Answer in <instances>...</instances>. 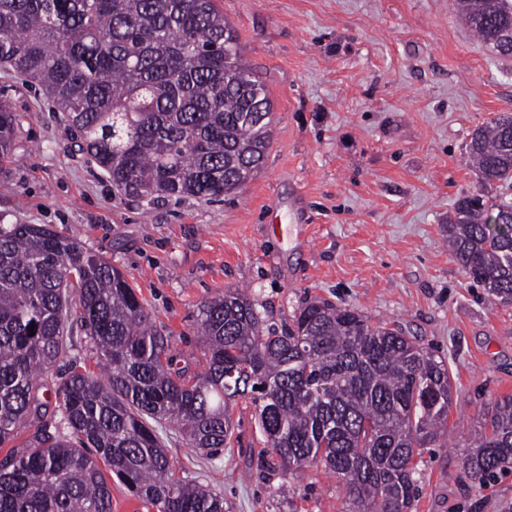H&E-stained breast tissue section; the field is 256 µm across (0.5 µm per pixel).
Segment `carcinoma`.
Masks as SVG:
<instances>
[{
    "label": "carcinoma",
    "mask_w": 512,
    "mask_h": 512,
    "mask_svg": "<svg viewBox=\"0 0 512 512\" xmlns=\"http://www.w3.org/2000/svg\"><path fill=\"white\" fill-rule=\"evenodd\" d=\"M492 51L512 57V0H452ZM0 63L65 114L121 193L216 200L263 165L272 104L215 0H0ZM16 115L0 104V157ZM482 190L457 202L448 249L494 301L512 303V116L472 133ZM86 330L104 376L72 360L59 420L41 414L46 370ZM206 368H174L168 338L126 277L39 224L0 226V512H112L101 466L158 512H224V498L175 476L156 426L178 425L210 453L235 433L229 404L249 399L283 475L322 466L349 512H410L415 458L447 432L448 365L398 327L321 300L279 327L237 290L201 303ZM35 335H30V332ZM465 469L486 486L512 469V394L482 414Z\"/></svg>",
    "instance_id": "carcinoma-1"
}]
</instances>
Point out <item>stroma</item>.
<instances>
[{
  "label": "stroma",
  "instance_id": "stroma-1",
  "mask_svg": "<svg viewBox=\"0 0 512 512\" xmlns=\"http://www.w3.org/2000/svg\"><path fill=\"white\" fill-rule=\"evenodd\" d=\"M273 105L263 167L221 200L121 194L73 147L62 113L0 64V103L19 116L0 159V224H46L106 257L166 329L179 366L202 370L201 302L246 292L277 323L313 299L395 323L452 373L451 441L417 460L411 512H512V472L482 486L463 446L486 403L512 394V305L495 303L445 244L456 201L480 186L473 130L512 113V58L490 52L451 0H221ZM237 439L204 456L173 424L177 477L228 512H341L320 467L261 477L250 401Z\"/></svg>",
  "mask_w": 512,
  "mask_h": 512
}]
</instances>
